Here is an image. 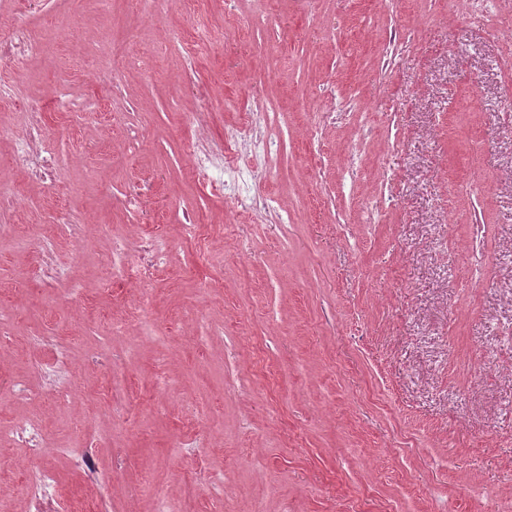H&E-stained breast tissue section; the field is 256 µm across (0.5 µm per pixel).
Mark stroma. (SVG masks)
Listing matches in <instances>:
<instances>
[{
	"mask_svg": "<svg viewBox=\"0 0 512 512\" xmlns=\"http://www.w3.org/2000/svg\"><path fill=\"white\" fill-rule=\"evenodd\" d=\"M149 8L41 0L42 53L0 68L21 102L0 122L37 104L59 162L45 190L0 142V190L19 198L1 213L17 230L0 239V377L30 390L0 408V501L156 512L194 483L195 512H512V0H179L142 22ZM202 24L224 41L191 65L169 31ZM115 48L111 90L94 73ZM191 81L222 101L211 142L272 112L267 221L188 180ZM332 101L341 115L313 128ZM62 211L88 244L59 232L69 276L47 288L34 268ZM144 233L165 257L134 314L135 290L104 282L114 244ZM42 336L74 368L72 414ZM34 416L38 453L11 434ZM21 461L57 492L33 500Z\"/></svg>",
	"mask_w": 512,
	"mask_h": 512,
	"instance_id": "35a3bbf8",
	"label": "stroma"
}]
</instances>
